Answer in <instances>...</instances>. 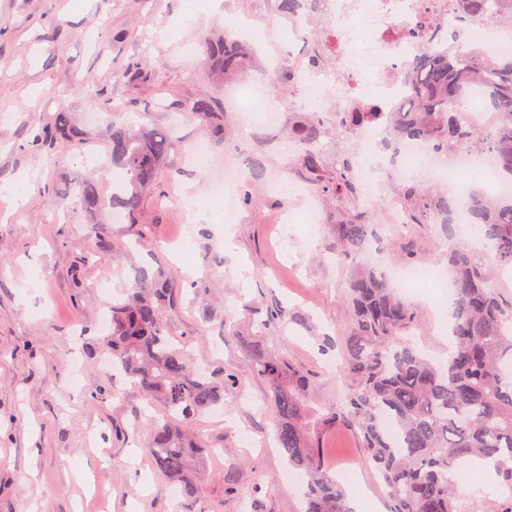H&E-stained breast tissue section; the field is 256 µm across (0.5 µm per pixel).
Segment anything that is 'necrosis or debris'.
I'll return each mask as SVG.
<instances>
[{"instance_id": "obj_1", "label": "necrosis or debris", "mask_w": 512, "mask_h": 512, "mask_svg": "<svg viewBox=\"0 0 512 512\" xmlns=\"http://www.w3.org/2000/svg\"><path fill=\"white\" fill-rule=\"evenodd\" d=\"M314 12L293 17L268 6L267 18L279 37L295 51L288 61L297 92L288 103L266 108L274 112H318L342 118L364 107L389 113L407 94L402 73L424 51L443 53L448 34L465 27L461 12L448 0H317ZM320 54L342 71L341 81L331 80L325 69H313L298 56ZM383 121L356 127L348 136L355 143V180L360 189L373 184L375 168L367 156L378 153V132Z\"/></svg>"}]
</instances>
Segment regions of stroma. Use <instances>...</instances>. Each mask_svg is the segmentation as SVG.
<instances>
[{
  "mask_svg": "<svg viewBox=\"0 0 512 512\" xmlns=\"http://www.w3.org/2000/svg\"><path fill=\"white\" fill-rule=\"evenodd\" d=\"M260 0H0V512H184L171 479L142 447L141 430L159 407L142 390L101 366L100 316L124 288L157 267L168 271L169 335L186 343L195 365L221 369L237 384L224 394V418L198 419L193 430L213 450L207 456L199 504L207 512H300L287 482L288 465L274 446L269 391L251 371L250 347L263 339L313 381L314 400L335 407V374L346 324V273L331 250L336 203L304 187L284 199L271 182L289 174L298 153L288 131L301 115L278 113L271 124H244L225 106V136H211L199 121H185L180 144L165 160V198L142 200L139 221L112 223L113 126L170 122L169 106L190 97L224 98L228 84L212 81L202 57L188 58L184 42L201 32H223L228 16L262 27ZM258 63L248 78L261 87L286 52L275 32L253 41ZM147 62L153 79L130 88L121 62ZM93 89L115 100L136 97V112H113L90 102ZM67 113L83 140L74 148L37 149L31 136L56 113ZM205 142L218 162L242 168L255 202L237 223L222 218L186 224V195L207 197L209 170L190 152ZM30 181L26 204L13 185ZM94 182L101 204L87 209L61 198L56 183ZM312 199L320 233L279 223ZM151 237L139 244L142 225ZM100 235H87V226ZM128 245L119 262L94 258L98 239ZM403 243L427 246L445 267L448 237L439 224H410ZM423 328L418 345L432 358L448 354L449 293L406 295ZM281 308L284 318L258 330L260 312ZM320 443L342 484L351 512L387 505V489L349 429H330ZM233 475L225 486V475Z\"/></svg>",
  "mask_w": 512,
  "mask_h": 512,
  "instance_id": "obj_1",
  "label": "stroma"
}]
</instances>
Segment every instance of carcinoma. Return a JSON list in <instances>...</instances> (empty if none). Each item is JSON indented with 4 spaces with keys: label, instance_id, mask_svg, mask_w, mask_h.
Returning <instances> with one entry per match:
<instances>
[{
    "label": "carcinoma",
    "instance_id": "carcinoma-1",
    "mask_svg": "<svg viewBox=\"0 0 512 512\" xmlns=\"http://www.w3.org/2000/svg\"><path fill=\"white\" fill-rule=\"evenodd\" d=\"M467 17L487 15L486 0H449ZM210 75L224 80L248 72L251 59L235 38L203 35ZM133 84L148 82L151 72L139 62L123 68ZM410 95L393 113L386 149L397 152L405 139L423 138L432 149L450 155L477 149L494 159L501 173L512 176V53L498 57L423 53L404 71ZM477 94L493 113L480 128L463 117L467 98ZM172 108L199 120L210 134L224 136V107L215 98L180 100ZM379 118L365 109L349 112L343 126ZM325 122L308 113L292 127L303 150L294 170L339 208L332 246L337 266L350 271L344 295L349 321L337 347L339 378L345 386L342 404L318 406L312 382L278 354L261 344L252 349L253 377L270 391L276 441L290 467L302 471V512H349L342 487L323 464L319 440L336 425L354 429L361 448L387 487L390 512H483L481 503L459 495L457 476L476 458L493 463L502 478L504 502L512 512V301L496 290V271L512 268V199L475 190L468 199L471 224L490 249L485 260L456 237L459 201L431 189L405 188L397 197L411 224H440L450 240L448 272L455 298L452 343L446 363L436 365L418 349L417 313L390 287L382 274L363 261L375 235L384 202L369 208L359 200L354 158L344 152L328 159L317 148ZM172 127L112 128V162L124 172L123 196L112 204L135 218L143 195L159 186L162 159L177 145ZM76 146L81 131L60 112L47 132L33 135L31 146L56 141ZM75 195L90 209L99 205L92 182L56 186ZM166 271L143 277L112 305V327L103 337L112 368L149 398L162 413L150 420L145 450L155 468L175 480L188 506L195 509L205 442L191 430L200 415L224 403L233 380L217 370L199 376L189 353L167 336L163 312L169 305Z\"/></svg>",
    "mask_w": 512,
    "mask_h": 512
}]
</instances>
